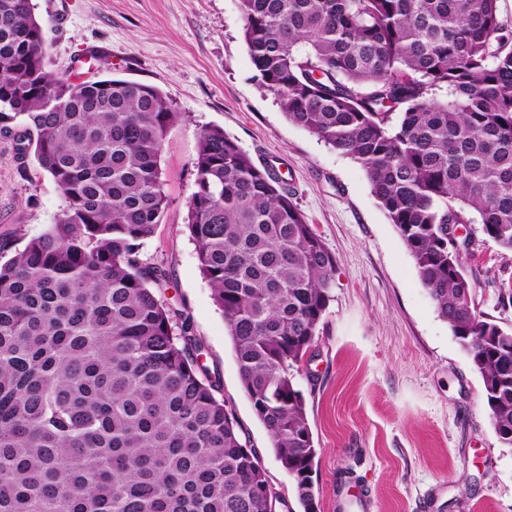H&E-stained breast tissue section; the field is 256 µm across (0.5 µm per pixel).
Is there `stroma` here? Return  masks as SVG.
Listing matches in <instances>:
<instances>
[{"mask_svg":"<svg viewBox=\"0 0 512 512\" xmlns=\"http://www.w3.org/2000/svg\"><path fill=\"white\" fill-rule=\"evenodd\" d=\"M49 68L75 79L161 89L181 112L162 149L169 205L142 261L166 274L159 298L183 311L281 503L301 512L288 472L243 391L224 315L185 227L201 129L223 128L257 166L277 162L298 207L336 257V286L296 382L317 450L316 512H512V448L493 430L480 375L417 275L413 257L350 158L288 122L258 85L237 0H33ZM104 56L107 68L96 58ZM64 207L53 179L0 131V247L22 248ZM463 257L481 311L512 328V253L480 225Z\"/></svg>","mask_w":512,"mask_h":512,"instance_id":"obj_1","label":"stroma"}]
</instances>
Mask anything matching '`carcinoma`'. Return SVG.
Wrapping results in <instances>:
<instances>
[{
	"label": "carcinoma",
	"mask_w": 512,
	"mask_h": 512,
	"mask_svg": "<svg viewBox=\"0 0 512 512\" xmlns=\"http://www.w3.org/2000/svg\"><path fill=\"white\" fill-rule=\"evenodd\" d=\"M254 78L288 121L363 169L512 447V329L463 269L479 224L512 253V25L498 0H237ZM158 88L48 69L32 0H0V131L23 128L65 206L0 262V512H273L203 345L149 288L140 247L167 208L179 121ZM187 227L276 460L315 512L317 457L292 369L315 342L336 257L272 165L199 135Z\"/></svg>",
	"instance_id": "carcinoma-1"
}]
</instances>
